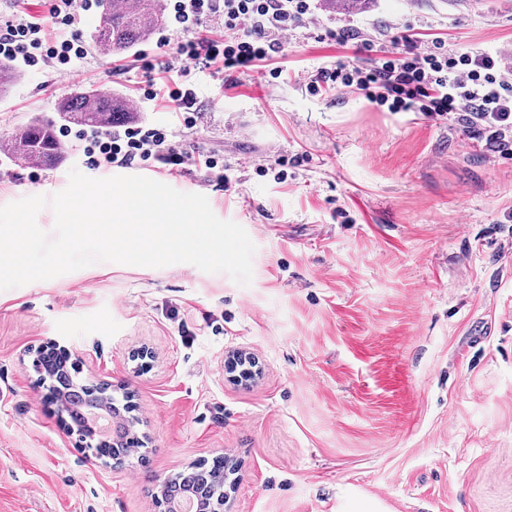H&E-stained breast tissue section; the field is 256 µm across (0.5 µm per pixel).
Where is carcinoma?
<instances>
[{
    "label": "carcinoma",
    "mask_w": 512,
    "mask_h": 512,
    "mask_svg": "<svg viewBox=\"0 0 512 512\" xmlns=\"http://www.w3.org/2000/svg\"><path fill=\"white\" fill-rule=\"evenodd\" d=\"M103 8L95 28L93 39L97 48L105 54H122L134 46L150 39L163 28L165 7L162 0H122L119 8L111 6L110 0H101ZM128 111L125 99L110 93L102 95L96 89H85L63 101L58 112L65 121L88 127L110 126L124 119ZM4 149L19 162L39 160L55 163L63 158L52 125L40 120L31 122L22 135L4 143ZM40 370L43 378L52 381L49 392L64 390L73 402L67 413L70 426L85 427V416L89 413L88 397L90 388L74 381L66 357L55 350L43 353ZM120 444H108L98 448L101 455L118 458L127 455L138 443L131 428H119ZM226 462L219 456L210 462H203L178 473L169 481V496H182L193 493L202 500L212 501L224 491Z\"/></svg>",
    "instance_id": "cac0c4a2"
}]
</instances>
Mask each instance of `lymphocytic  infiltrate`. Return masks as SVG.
Instances as JSON below:
<instances>
[{"instance_id": "f902f5d3", "label": "lymphocytic infiltrate", "mask_w": 512, "mask_h": 512, "mask_svg": "<svg viewBox=\"0 0 512 512\" xmlns=\"http://www.w3.org/2000/svg\"><path fill=\"white\" fill-rule=\"evenodd\" d=\"M46 5L47 14L16 10L0 21V60L31 72L51 68L65 75L87 55L82 25L98 2L46 0ZM210 22L215 30L201 35ZM317 23L312 0H169L167 30L176 41L164 58L142 59L149 78L134 103L140 107L155 100L160 92L150 75L167 73L163 93L177 107L173 119L194 129L192 75L214 66L227 72L254 68L280 53L297 28ZM326 87L357 90L392 112L457 121L462 145L477 141L493 153L512 151V68L502 65L500 53H461L438 38L419 43L407 37L371 67L318 68L307 89L317 95ZM59 136L78 146L82 164L90 169H172L191 158L172 144L167 125L154 122L76 130L65 125Z\"/></svg>"}]
</instances>
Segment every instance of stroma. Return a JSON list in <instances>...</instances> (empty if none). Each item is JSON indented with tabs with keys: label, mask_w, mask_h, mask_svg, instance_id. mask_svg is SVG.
<instances>
[{
	"label": "stroma",
	"mask_w": 512,
	"mask_h": 512,
	"mask_svg": "<svg viewBox=\"0 0 512 512\" xmlns=\"http://www.w3.org/2000/svg\"><path fill=\"white\" fill-rule=\"evenodd\" d=\"M313 7L318 26L271 61L280 78L197 76V125L173 140L223 157L229 187L192 161L151 172L246 229L250 285L100 262L0 291V512H163L158 484L218 454L236 466L231 512H512V155L305 83L371 65L336 27L380 50L405 31L459 52L512 45V0ZM160 52L155 37L90 48L68 75L22 72L0 94V141L85 87L132 98L139 55ZM63 150L35 174L0 154V205L63 190L81 164ZM51 340L116 404L132 393L147 439L123 464L79 446L47 402L27 351Z\"/></svg>",
	"instance_id": "stroma-1"
}]
</instances>
